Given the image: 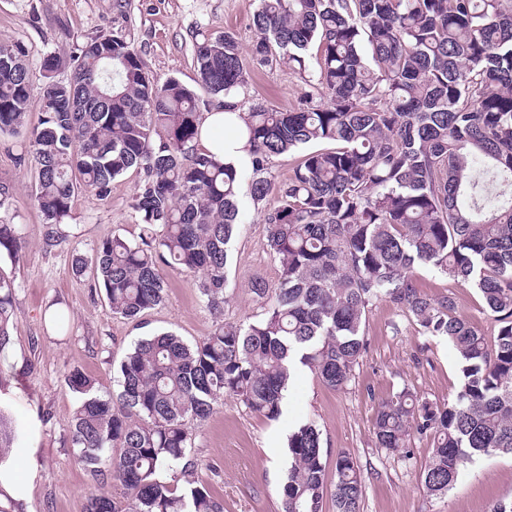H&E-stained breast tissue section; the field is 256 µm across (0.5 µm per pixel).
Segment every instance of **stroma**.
Listing matches in <instances>:
<instances>
[{
	"instance_id": "1",
	"label": "stroma",
	"mask_w": 512,
	"mask_h": 512,
	"mask_svg": "<svg viewBox=\"0 0 512 512\" xmlns=\"http://www.w3.org/2000/svg\"><path fill=\"white\" fill-rule=\"evenodd\" d=\"M257 0H0V43L21 46L35 87H42V63L50 54L76 55L91 39L124 33L145 71L158 80L174 78L197 88L194 43L234 31L249 49ZM242 98L277 110L294 107L309 87L299 73L281 64L247 66ZM24 137L0 136V182L13 191L8 217L25 228L19 256L0 255V273L19 284L11 344L0 361V411L12 421L17 439L7 461L29 494L20 512H85L94 490L91 477L66 444L74 399L65 377L78 369L99 391H117L116 370L140 339L171 332L195 343L211 332L215 317L202 301L195 275L166 271L164 303L137 321L113 316L103 290L72 271L74 253L93 257L114 230L131 239L140 232L132 200L140 182L136 171L115 179L101 198L80 192L73 203L69 242L43 244V217L35 198V173L23 155ZM241 221L228 251L224 319L240 323L257 311L251 288L275 283L278 268L266 248L263 209L240 189ZM417 284L430 297L452 296L459 313L485 336L496 324L478 290L458 285L431 267L415 270ZM65 309L71 331L52 330L51 307ZM365 349L346 387L333 389L307 367L295 370L287 385L288 408L270 420L225 397L208 419L195 423L191 457L196 477L224 505V512H281V490L288 471L286 437L311 419L321 432L328 463L338 453L354 456L365 493L361 512H489L493 502L512 497V455L482 456L467 464L447 494L427 495L421 473L432 439L414 436L403 459L378 448L374 423L379 404L401 390L436 403L447 402L459 387V363L447 339L422 333L407 311L384 300L369 309Z\"/></svg>"
}]
</instances>
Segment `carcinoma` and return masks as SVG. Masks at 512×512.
I'll list each match as a JSON object with an SVG mask.
<instances>
[{
    "mask_svg": "<svg viewBox=\"0 0 512 512\" xmlns=\"http://www.w3.org/2000/svg\"><path fill=\"white\" fill-rule=\"evenodd\" d=\"M252 26L253 65L286 64L327 99L305 94L287 111L252 104L239 113L251 199H276L264 222L278 280L253 285L262 309L253 321L221 320L195 344L169 332L139 340L120 362L115 394L68 373V443L93 479L122 488L119 498L91 495L86 512H224L195 481L192 424L227 395L278 418L296 356L325 385L344 388L364 349L366 312L383 299L448 339L461 378L443 404L408 390L383 401L378 447L407 458L414 434L433 435L421 474L431 496L447 493L473 456L512 455V0H258ZM194 61L210 94L234 98L245 87L233 33L197 41ZM42 70L36 98L23 50L0 44V133L41 112L31 154L45 246L68 240L77 190L106 197L135 170L139 235L113 232L93 262L75 258L76 274L101 285L112 314L127 320L164 301L165 267L199 275L201 298L223 313L242 176L198 148V96L175 78H150L118 31L66 66L47 56ZM312 144L322 148L274 180L272 158ZM23 242V225L1 219L0 253L15 257ZM419 265L476 287L497 322L494 340L453 298L421 292ZM18 290L0 275V353ZM14 440L0 413V460ZM287 445L282 512H323L328 495L336 512H360L365 483L350 454L336 457L330 492L316 424L289 433ZM174 465L180 492L160 478Z\"/></svg>",
    "mask_w": 512,
    "mask_h": 512,
    "instance_id": "cac0c4a2",
    "label": "carcinoma"
}]
</instances>
